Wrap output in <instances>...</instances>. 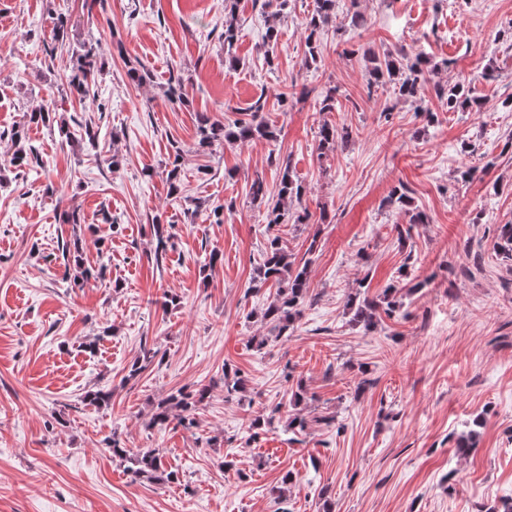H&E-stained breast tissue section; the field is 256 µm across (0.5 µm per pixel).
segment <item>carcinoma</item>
Masks as SVG:
<instances>
[{"label": "carcinoma", "mask_w": 512, "mask_h": 512, "mask_svg": "<svg viewBox=\"0 0 512 512\" xmlns=\"http://www.w3.org/2000/svg\"><path fill=\"white\" fill-rule=\"evenodd\" d=\"M336 8V0H315V8L306 19L305 30V63L315 64L319 61V51L316 35L321 27L328 23ZM53 40L60 47H69L71 50V71L67 76L69 94L78 98L80 102L91 100L92 109L99 112L106 110V103L99 99L98 91L94 89L97 74V43L91 39L77 41L70 45L69 19L60 14L53 27ZM372 74L374 78L384 83L398 81V95L403 99H415L420 94L429 73L428 60L420 55L407 63L391 55L382 58L371 57ZM439 96L446 100L450 110H467L476 106L470 97L469 89L463 84H455L448 89H440ZM341 105L339 89L331 86L323 96L319 111L333 112ZM249 119H237L233 128L224 130V125L212 122L209 118L200 119L198 126L197 148L206 151L214 142L227 139L241 144L254 140H276L275 129L262 119L263 104L255 102L248 108ZM319 149L330 150L339 143H346L352 137V131L347 128H337L334 125L323 123L318 128ZM11 153L8 158L0 161L15 169L24 168L38 160L35 148L29 144L27 133L22 129L13 131L10 135ZM305 195V187L298 182L290 172V168L283 170L277 199L268 205L267 219L270 224H282L287 205L301 203ZM498 254L512 259V224H502L498 227L495 242ZM65 266H74V279H84L89 276V269L82 267L79 249H70L66 242L58 247ZM311 259H304L300 263L291 260V254L283 245L280 237L274 236L269 240L263 255L262 263L258 268L259 283L271 282L277 286L275 299L267 306L262 318L272 324L275 338H288L294 331L296 318L301 314V307L308 294V269ZM400 288L392 286L383 291L379 297L371 299L360 297V293L351 294L347 301V310L352 314L351 321L360 325L366 331L375 328L378 318L384 314L392 317L402 305L400 301ZM224 398L229 399L245 389V379L237 369L224 368ZM209 396V387L203 385L197 389H179L159 400L153 408L150 418L152 426H167L171 423L190 430L196 426V410ZM280 413V405H275L268 414L250 421L252 436H258V431L274 423L276 415ZM112 456L133 464L131 471L137 476L165 477L170 482L179 480L178 473L165 471L162 456L148 450L142 453H132L124 448L117 440L110 445Z\"/></svg>", "instance_id": "obj_1"}]
</instances>
